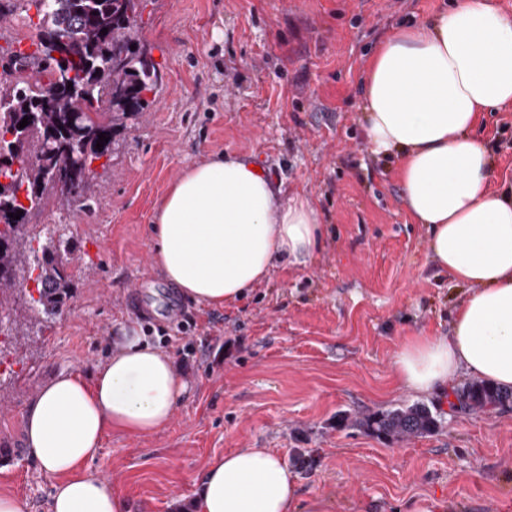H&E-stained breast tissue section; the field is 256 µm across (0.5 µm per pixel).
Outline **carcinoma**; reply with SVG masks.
<instances>
[{
	"instance_id": "carcinoma-1",
	"label": "carcinoma",
	"mask_w": 512,
	"mask_h": 512,
	"mask_svg": "<svg viewBox=\"0 0 512 512\" xmlns=\"http://www.w3.org/2000/svg\"><path fill=\"white\" fill-rule=\"evenodd\" d=\"M22 2L37 17L35 49L0 54V153L11 154L22 144L27 153L20 176L0 169V177L9 180L0 183V289L13 285L17 267H28L38 294L31 298L34 309L49 317L59 314L70 297L69 262L62 257L68 244L50 240L27 254L15 246L29 217L41 208L44 194L54 189L49 175L70 178L68 153L40 132L76 122L86 173L72 196L81 198L91 190L93 163L110 158L116 134L149 107L146 94L155 91L159 73L147 51L138 47L144 0ZM53 38L66 40L64 64L53 55ZM17 114H28L32 121L20 129L14 122ZM101 134L108 142L98 150ZM19 210L20 218L10 217ZM457 399L468 409H484L511 402L512 390L476 381ZM359 426L398 439L431 433L440 420L427 405L413 404L367 416Z\"/></svg>"
}]
</instances>
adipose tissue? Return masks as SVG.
<instances>
[{
  "label": "adipose tissue",
  "instance_id": "ef3b65f1",
  "mask_svg": "<svg viewBox=\"0 0 512 512\" xmlns=\"http://www.w3.org/2000/svg\"><path fill=\"white\" fill-rule=\"evenodd\" d=\"M365 137L402 163L403 203L426 225L438 266L471 292L450 333L404 342L397 378L421 394L464 375L512 387V186L488 187L494 164L477 134L488 113L512 107V15L495 0H457L447 12L386 37L369 61ZM319 213L302 193L224 153L184 171L158 203L152 259L168 286L221 308L247 296L278 261L314 259ZM186 384L168 354L120 327L92 379L53 376L23 414L30 458L56 479L49 512H126L111 485L88 471L110 433L166 429ZM193 512H297L296 478L265 448L210 461Z\"/></svg>",
  "mask_w": 512,
  "mask_h": 512
}]
</instances>
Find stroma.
Returning a JSON list of instances; mask_svg holds the SVG:
<instances>
[{"instance_id": "obj_1", "label": "stroma", "mask_w": 512, "mask_h": 512, "mask_svg": "<svg viewBox=\"0 0 512 512\" xmlns=\"http://www.w3.org/2000/svg\"><path fill=\"white\" fill-rule=\"evenodd\" d=\"M454 0H147L141 45L159 67L154 102L94 162L86 201L54 193L20 246L46 229L71 249L72 296L53 318L29 308L17 272L0 333V493L47 512L54 480L29 458L22 415L61 372L92 378L119 326L172 357L188 390L170 425L108 434L92 474L129 512H176L208 463L267 448L297 478L300 512H512V403L450 409L442 391L399 384L409 339L448 335L470 292L436 265L402 200L399 157L369 150L367 62L399 26ZM492 186L512 180V109L477 131ZM257 155L285 192L320 212L323 243L304 269H272L250 295L209 308L170 288L152 261L155 207L182 172L224 152ZM415 403L432 433L398 440L365 416Z\"/></svg>"}]
</instances>
